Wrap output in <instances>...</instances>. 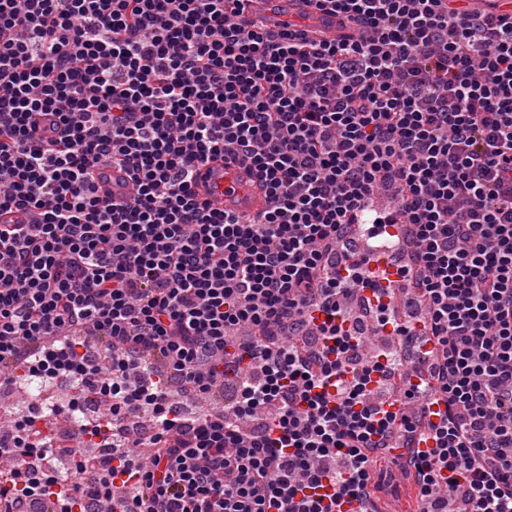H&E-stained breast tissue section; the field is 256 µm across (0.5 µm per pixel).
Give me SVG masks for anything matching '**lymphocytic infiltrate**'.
<instances>
[{
	"mask_svg": "<svg viewBox=\"0 0 512 512\" xmlns=\"http://www.w3.org/2000/svg\"><path fill=\"white\" fill-rule=\"evenodd\" d=\"M240 2L0 0V216L25 215L0 223V381L103 401L63 470H32L51 441L8 421L0 512H377L396 435L432 444L402 471L421 512H448L444 487L458 512H512V9L321 0L353 33L318 40ZM218 154L265 184L260 220L194 199ZM110 163L134 194L98 196ZM366 289L377 325L432 343L399 396L433 414L369 406L385 351L325 393ZM231 352L250 359L232 412L169 401L172 376L205 399Z\"/></svg>",
	"mask_w": 512,
	"mask_h": 512,
	"instance_id": "obj_1",
	"label": "lymphocytic infiltrate"
}]
</instances>
